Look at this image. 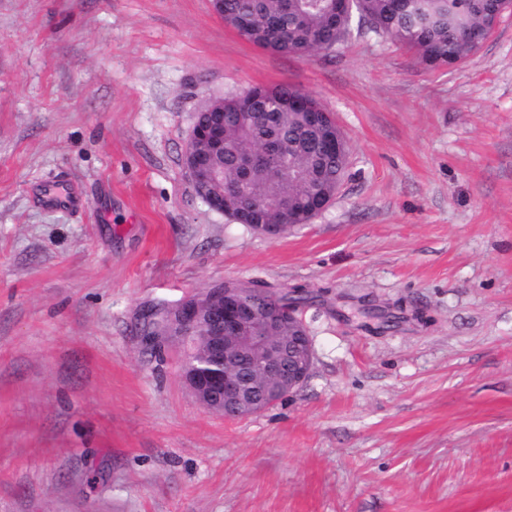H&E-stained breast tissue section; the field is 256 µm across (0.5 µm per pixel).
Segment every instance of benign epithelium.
Instances as JSON below:
<instances>
[{"instance_id":"7a95c632","label":"benign epithelium","mask_w":512,"mask_h":512,"mask_svg":"<svg viewBox=\"0 0 512 512\" xmlns=\"http://www.w3.org/2000/svg\"><path fill=\"white\" fill-rule=\"evenodd\" d=\"M183 163L202 198L214 206L217 196L207 184L217 175L196 171L194 159L184 154ZM236 287L219 289L221 300L209 288L203 299H184L173 306L170 324L187 333L206 334L209 359L214 370H185L180 376L195 399L205 407H220L224 415L247 417L271 404V399L290 395L307 380L314 362L313 340L296 313L268 314L257 307L252 286L235 281ZM261 382L246 387L239 374L241 362Z\"/></svg>"}]
</instances>
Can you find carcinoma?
Returning a JSON list of instances; mask_svg holds the SVG:
<instances>
[{"label":"carcinoma","mask_w":512,"mask_h":512,"mask_svg":"<svg viewBox=\"0 0 512 512\" xmlns=\"http://www.w3.org/2000/svg\"><path fill=\"white\" fill-rule=\"evenodd\" d=\"M216 13L263 49L304 58L332 51L355 29L366 28L413 51L428 67L456 66L480 43L468 32H491L489 15L512 13V0H221ZM305 99L310 108L290 104ZM197 121L219 127L224 150L191 136V152L221 175L227 216L237 224H287L294 229L317 216L313 205H331L348 167L349 146L336 121L310 93L289 85L254 87L224 98V111L201 112ZM332 136L342 149L331 147ZM259 299L275 312L298 308L307 297L276 294L260 286Z\"/></svg>","instance_id":"cac0c4a2"}]
</instances>
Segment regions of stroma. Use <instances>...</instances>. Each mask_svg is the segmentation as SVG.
I'll use <instances>...</instances> for the list:
<instances>
[{"mask_svg": "<svg viewBox=\"0 0 512 512\" xmlns=\"http://www.w3.org/2000/svg\"><path fill=\"white\" fill-rule=\"evenodd\" d=\"M314 95L348 176L277 239L183 164L211 100ZM301 290L315 362L228 420L141 312ZM0 512H512V15L430 70L373 33L300 59L210 0H0ZM183 163H184L186 170L189 172V174L192 178L193 184L197 185V187L201 191L202 198L204 199V201L213 210H215L214 204H215V202H218L219 199H217V198L220 197L221 195L216 196L214 194H209L207 192V184H208L210 178L217 180L218 176L216 174H212L210 176V174L207 171L202 172V173L197 172L196 168H195L194 159L188 153H186V151L184 153Z\"/></svg>", "mask_w": 512, "mask_h": 512, "instance_id": "1", "label": "stroma"}]
</instances>
